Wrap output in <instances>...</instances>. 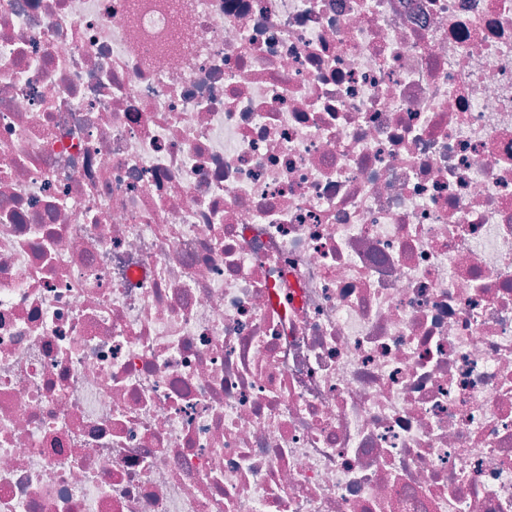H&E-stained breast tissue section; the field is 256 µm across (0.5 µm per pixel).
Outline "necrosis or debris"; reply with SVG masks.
Masks as SVG:
<instances>
[{"label":"necrosis or debris","mask_w":512,"mask_h":512,"mask_svg":"<svg viewBox=\"0 0 512 512\" xmlns=\"http://www.w3.org/2000/svg\"><path fill=\"white\" fill-rule=\"evenodd\" d=\"M0 512H512V0H0Z\"/></svg>","instance_id":"4bbe7bcc"}]
</instances>
